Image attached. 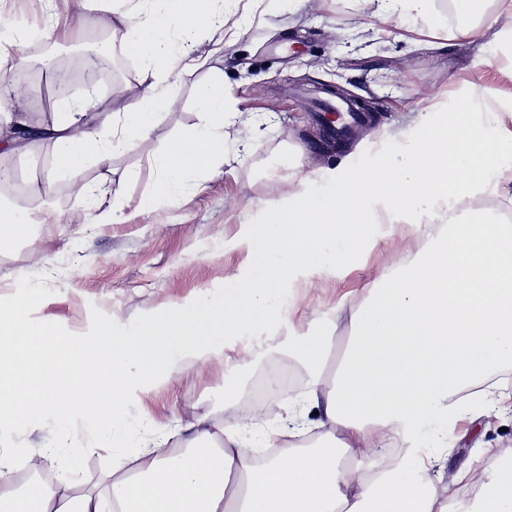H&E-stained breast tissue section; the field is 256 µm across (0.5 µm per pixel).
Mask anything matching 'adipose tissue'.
<instances>
[{
	"label": "adipose tissue",
	"instance_id": "ef3b65f1",
	"mask_svg": "<svg viewBox=\"0 0 512 512\" xmlns=\"http://www.w3.org/2000/svg\"><path fill=\"white\" fill-rule=\"evenodd\" d=\"M120 2L112 15L124 30V50L139 63L138 102L89 116L82 104L63 101L48 126L22 112L13 118L31 143H53V179H70L91 162L108 165L113 152L153 126L169 92L167 72L191 59L174 55L164 17L177 16L189 38L226 21L220 0ZM460 36L477 43L481 65L494 68L512 30L481 22ZM197 105L201 122L168 145L158 192L146 207L182 194L191 174L224 158L223 77L199 88ZM416 110L418 134L376 166L336 170L318 190L300 189L263 210L248 231L255 272L223 298L173 305L80 336L34 323L24 297L0 306V423L24 430L48 415H79L108 438L123 419L118 394L170 381L185 359L212 362L225 339L274 331L290 281L349 265L361 243L348 225L384 218L416 226L431 216L424 250L390 269L352 314L331 379L323 377L330 337L307 336L294 348L313 382L284 411L288 421L323 428L319 443L255 465L240 433L219 443L203 420H179L171 433L188 434L190 446L176 452L166 439L153 440L140 448L133 475L111 479L107 493L77 496L60 483L18 491L15 459L0 448V512H102L107 500L113 512H346L353 490L358 512H435L438 491L418 478L425 468L418 458L372 484L340 460L376 446L385 429L411 436L431 421L437 443L446 444L463 406L484 403L483 383L512 368V225L485 213L467 219L458 210L489 186L512 205V96L489 99L477 89L432 95ZM457 480L477 486L490 512H512L511 462L499 464L489 480L475 469Z\"/></svg>",
	"mask_w": 512,
	"mask_h": 512
}]
</instances>
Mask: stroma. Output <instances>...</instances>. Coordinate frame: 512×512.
I'll use <instances>...</instances> for the list:
<instances>
[{"label": "stroma", "instance_id": "1", "mask_svg": "<svg viewBox=\"0 0 512 512\" xmlns=\"http://www.w3.org/2000/svg\"><path fill=\"white\" fill-rule=\"evenodd\" d=\"M375 0H306L294 9L287 0L266 12L243 13L228 6L230 31L204 30L195 46L207 65L182 66L170 76L171 101L153 129L115 154L109 167L92 166L75 176L83 193L111 180L103 209L118 207L117 221L100 224L83 194L54 202L58 221L37 225L30 240L0 241V303H10L18 284L32 318L61 334L96 330L101 324L136 320L176 303L222 297L252 269L248 228L264 209L287 199L301 180L349 162L378 164L399 135L417 131L416 104L427 95L485 88L489 95L512 94V73L487 77L477 66L475 45L456 39L445 25L439 50L378 35ZM44 0H0V26L29 30L24 54L0 52V85L25 74L31 85L53 75L54 59L69 47L116 37L108 27L78 28L65 15L55 31L45 28ZM224 55L210 58L217 41ZM224 72L230 114L225 118L224 162L196 178L176 199L152 209L144 198L158 188L157 163L170 140L199 122L193 104L196 86L213 70ZM140 69L128 59L121 80L98 85L100 101L114 109L137 103ZM326 85L373 107L377 119L355 127L348 141L323 148V131L311 90ZM0 162L31 181L44 180L55 166L51 143L16 150L0 147ZM366 246L350 266L327 277L302 274L288 284L286 313L274 340L228 339L224 355L206 366L186 364L169 382L138 388L124 396V423L112 447L81 418L48 416L34 429L0 427V446L18 467L31 452L44 456L43 472L69 470V492L97 490L104 474L132 470L145 440L157 438L174 419L206 417L215 432L238 425V396L262 364L286 358L290 342L322 334L343 350L349 317L383 272L401 258L414 257L426 242L425 229L406 224L365 225ZM448 442V460L427 474L445 486L440 512H482L475 489L455 483L483 450L512 456V409L485 404L468 410Z\"/></svg>", "mask_w": 512, "mask_h": 512}]
</instances>
